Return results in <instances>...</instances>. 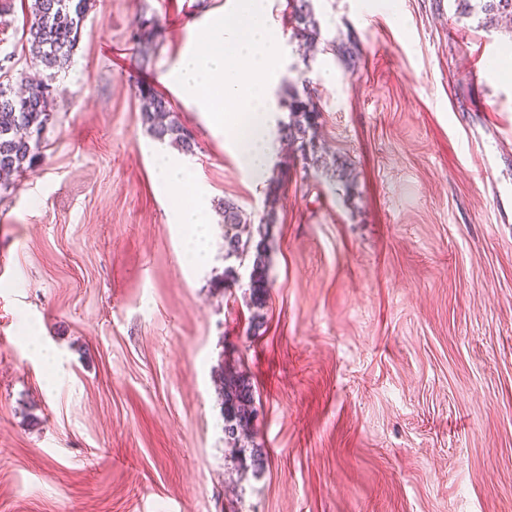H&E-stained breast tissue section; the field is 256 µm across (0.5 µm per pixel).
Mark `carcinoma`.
Masks as SVG:
<instances>
[{"instance_id": "1", "label": "carcinoma", "mask_w": 512, "mask_h": 512, "mask_svg": "<svg viewBox=\"0 0 512 512\" xmlns=\"http://www.w3.org/2000/svg\"><path fill=\"white\" fill-rule=\"evenodd\" d=\"M462 14L480 9L485 15L512 16V0H461ZM92 7L91 0H34L26 20L27 41L36 49L33 65L48 72V79L30 83L25 90H16L0 82V188L8 189L10 177L34 169L40 161L42 134L53 121V88L49 80L67 68L78 44L83 21ZM293 38L303 46H313L321 38L314 16L312 0H286ZM159 23L142 17L136 25L134 38L141 50V62H149V54L157 48ZM138 109L142 124L150 135L175 145L184 153L196 147L192 130L180 121L171 101L149 84L137 87ZM290 121L281 125V139L291 145L305 163L319 161L322 144L316 141L321 110L308 88H288L284 97ZM280 179L269 181L268 205L256 224L251 223L233 200L223 202L224 260L234 261L224 268L222 291L240 285L247 275V306L251 311L247 332L256 336L266 329L264 310L271 288L270 241L277 223L276 203ZM224 414V443L231 457L251 460L256 468L262 457L258 448L246 449L243 439L250 437L257 415L253 384L237 371L220 372Z\"/></svg>"}]
</instances>
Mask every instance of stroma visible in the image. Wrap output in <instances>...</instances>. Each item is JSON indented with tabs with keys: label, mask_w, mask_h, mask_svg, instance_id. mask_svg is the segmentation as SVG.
<instances>
[{
	"label": "stroma",
	"mask_w": 512,
	"mask_h": 512,
	"mask_svg": "<svg viewBox=\"0 0 512 512\" xmlns=\"http://www.w3.org/2000/svg\"><path fill=\"white\" fill-rule=\"evenodd\" d=\"M30 4L0 15L14 87L37 74ZM233 4L94 0L41 160L0 193V512H512V24L459 0H313L304 61L269 0L279 86L311 90L328 153L281 146L255 177L171 78L190 28ZM143 16L162 26L145 66ZM141 82L199 142L205 266L180 262ZM276 175L253 336L243 289H220L221 203L259 221ZM227 364L255 386L259 470L226 455Z\"/></svg>",
	"instance_id": "1"
}]
</instances>
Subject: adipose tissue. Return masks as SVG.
<instances>
[{
    "instance_id": "1",
    "label": "adipose tissue",
    "mask_w": 512,
    "mask_h": 512,
    "mask_svg": "<svg viewBox=\"0 0 512 512\" xmlns=\"http://www.w3.org/2000/svg\"><path fill=\"white\" fill-rule=\"evenodd\" d=\"M157 178L161 184H174L190 188L192 198L172 210L171 223L181 225L186 233L183 259L186 264L201 266L210 259L206 234L209 210L204 188L195 182L189 166L177 156L160 154L157 162Z\"/></svg>"
}]
</instances>
